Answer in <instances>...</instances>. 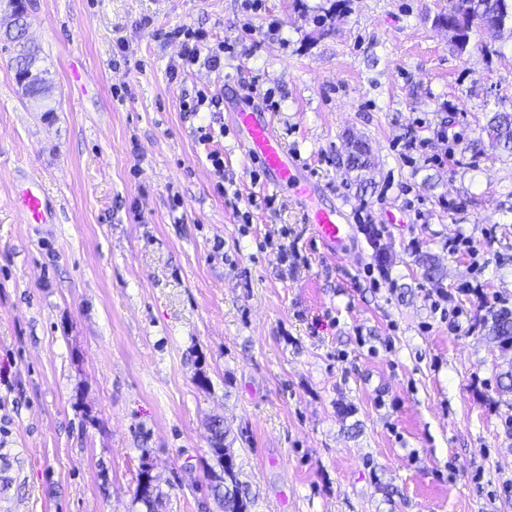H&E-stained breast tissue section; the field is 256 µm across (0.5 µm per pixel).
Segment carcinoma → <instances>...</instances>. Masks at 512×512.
I'll return each mask as SVG.
<instances>
[{
    "label": "carcinoma",
    "instance_id": "cac0c4a2",
    "mask_svg": "<svg viewBox=\"0 0 512 512\" xmlns=\"http://www.w3.org/2000/svg\"><path fill=\"white\" fill-rule=\"evenodd\" d=\"M23 0H8L13 25L6 29L4 49L11 51L15 78L24 96L34 109L40 111L47 107L52 96V80L48 71L40 68V49L27 37V27L22 6ZM456 13L451 16L436 15L435 26L448 30L450 43L454 50L463 54L468 51L471 35L486 32V26L495 23L512 30V0H457ZM492 149L501 154L512 156V113L494 112L482 128ZM352 150L347 154L346 165L360 173L371 168L370 150L363 141L351 143ZM423 276L431 283L442 282L444 272L434 258L428 256L422 260ZM486 336L503 355H512V309L505 306L489 307L484 318ZM212 434L211 453L217 469H209L210 495L216 500L223 512H249L251 499L243 490V482L236 470L233 454L225 444L227 434L220 420L210 422ZM137 497L146 505L147 512H155L160 501L155 493L152 481L137 479Z\"/></svg>",
    "mask_w": 512,
    "mask_h": 512
}]
</instances>
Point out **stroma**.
Returning a JSON list of instances; mask_svg holds the SVG:
<instances>
[{"instance_id": "1", "label": "stroma", "mask_w": 512, "mask_h": 512, "mask_svg": "<svg viewBox=\"0 0 512 512\" xmlns=\"http://www.w3.org/2000/svg\"><path fill=\"white\" fill-rule=\"evenodd\" d=\"M25 2L53 109L32 110L0 50V512H147L146 463L158 512H221L215 417L251 512H512V394L483 329L486 304L512 308V158L472 146L512 112V35L457 53L433 24L448 0ZM183 25L234 56L172 74ZM252 82L312 206L357 225L351 251L324 253L287 189L252 183L229 118ZM200 90L220 106L183 111ZM37 185L30 224L13 199ZM459 235L480 258L449 253ZM351 146L352 150L348 151L346 157V165L349 169L358 171L362 178V172L366 174L371 168L369 147L363 141H354ZM16 205L28 220L40 224L45 220L47 202L42 190L27 187L16 194Z\"/></svg>"}]
</instances>
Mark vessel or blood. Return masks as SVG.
Here are the masks:
<instances>
[{"label": "vessel or blood", "mask_w": 512, "mask_h": 512, "mask_svg": "<svg viewBox=\"0 0 512 512\" xmlns=\"http://www.w3.org/2000/svg\"><path fill=\"white\" fill-rule=\"evenodd\" d=\"M233 120L240 144L250 159L260 163L266 184L287 187L297 200L311 197L314 192L311 182L302 175L295 157L276 134L267 113L241 109L234 112ZM16 205L28 220L38 224L44 221L47 202L42 190L29 187L19 190ZM306 221L312 224L322 247L333 255L342 250L354 232L347 212L340 206L308 209Z\"/></svg>", "instance_id": "vessel-or-blood-1"}]
</instances>
